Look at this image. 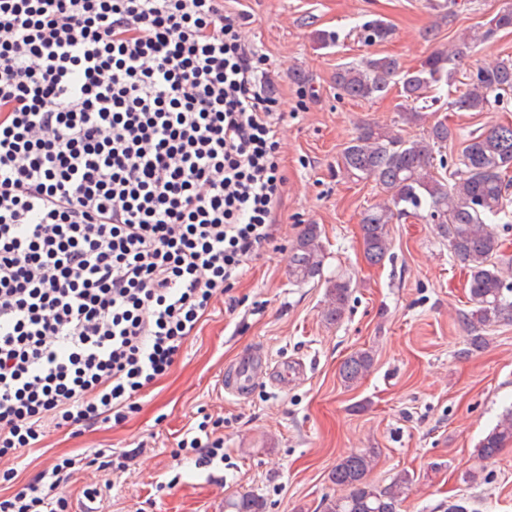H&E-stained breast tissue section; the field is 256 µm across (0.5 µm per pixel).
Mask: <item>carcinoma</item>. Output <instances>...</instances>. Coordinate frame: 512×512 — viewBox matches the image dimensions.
<instances>
[{
    "mask_svg": "<svg viewBox=\"0 0 512 512\" xmlns=\"http://www.w3.org/2000/svg\"><path fill=\"white\" fill-rule=\"evenodd\" d=\"M511 27L512 9L490 18L480 35L431 53L416 68L405 70L392 56L370 58L340 67L334 81L341 93L352 99L382 97L396 80L405 101H436L438 97L433 92L455 84L457 66L474 45ZM363 30L367 43L383 42L391 35L390 26L382 20L365 24ZM508 92H512V57L497 58L468 76V81L455 90L456 97L450 106L459 112H483L491 96ZM454 136L442 120L430 125L425 136L414 139H406L387 127L363 126L345 149L343 166L353 175L373 179L388 194L386 203L367 210L362 217L364 251L370 263L379 264L388 255L387 227L394 219L423 211L438 224L452 257L469 274L472 309L463 315L471 333L464 351L469 355L486 348L485 327L512 321V301L504 295L505 267L512 264V259L504 254V243L496 231V222L504 213V176L512 168V124H497L471 136L461 150L455 178L448 181L434 172L435 153L453 141ZM324 261L319 225H304L293 246L289 275L297 283L314 279L322 275ZM325 283L323 316L338 323L347 311L350 284L338 276ZM372 363L373 357L367 350L351 354L340 367L343 383L348 387L358 383ZM509 441L512 409L500 416L482 440L478 459L494 458ZM374 462V452L370 450L341 459L330 475L336 494L323 501V512H399L413 491V477L403 471L388 485L378 487L368 479ZM263 510V499L252 493L224 500V512Z\"/></svg>",
    "mask_w": 512,
    "mask_h": 512,
    "instance_id": "cac0c4a2",
    "label": "carcinoma"
}]
</instances>
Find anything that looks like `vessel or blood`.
<instances>
[{
    "label": "vessel or blood",
    "instance_id": "obj_1",
    "mask_svg": "<svg viewBox=\"0 0 512 512\" xmlns=\"http://www.w3.org/2000/svg\"><path fill=\"white\" fill-rule=\"evenodd\" d=\"M301 372L300 365L275 364L256 352L248 351L223 376L222 386L226 393L241 400L263 384L278 390L287 389L289 382L297 380Z\"/></svg>",
    "mask_w": 512,
    "mask_h": 512
}]
</instances>
